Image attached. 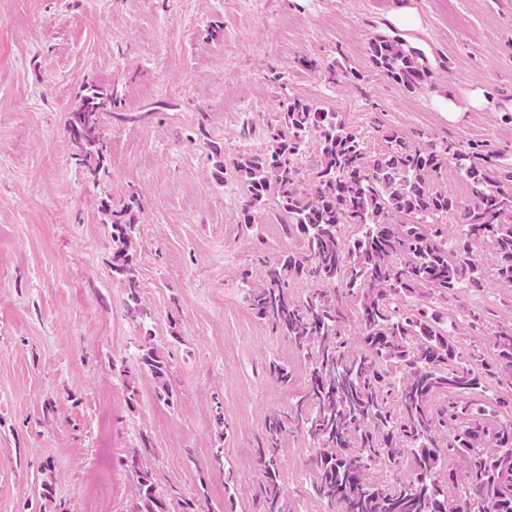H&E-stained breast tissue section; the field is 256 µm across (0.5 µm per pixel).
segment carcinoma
Masks as SVG:
<instances>
[{
	"mask_svg": "<svg viewBox=\"0 0 512 512\" xmlns=\"http://www.w3.org/2000/svg\"><path fill=\"white\" fill-rule=\"evenodd\" d=\"M368 52L409 89L428 77L399 39L375 38ZM116 105L111 89L92 82L69 115L71 158L94 184L107 169L100 118ZM309 152L308 191L297 161ZM450 159L471 185L466 202L441 186ZM233 165L247 190L246 227L259 228L273 204L296 242L266 268V287L246 289L245 299L304 362V389L267 434L274 444L290 424L313 445L309 491L325 512H512V421L502 413L512 400L488 394L489 382L512 378V325L497 328L488 356L458 344L460 324L448 315L459 291L485 287L481 247L494 257V284L512 291V145L492 154L476 143L421 145L388 131L371 148L339 113L293 100L266 149ZM101 208L112 229V274L129 315L141 319L140 202ZM450 215L458 219L452 231ZM295 281L312 286L301 300L288 293ZM150 339L142 338V368L168 403L172 387ZM258 463L260 512H285L275 449L260 451ZM133 468L134 512H168L152 470L137 459Z\"/></svg>",
	"mask_w": 512,
	"mask_h": 512,
	"instance_id": "carcinoma-1",
	"label": "carcinoma"
}]
</instances>
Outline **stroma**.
Segmentation results:
<instances>
[{
    "label": "stroma",
    "instance_id": "1",
    "mask_svg": "<svg viewBox=\"0 0 512 512\" xmlns=\"http://www.w3.org/2000/svg\"><path fill=\"white\" fill-rule=\"evenodd\" d=\"M402 3L419 29L397 25ZM375 37L422 53L421 88L375 67ZM333 62L347 71L334 83L324 75ZM91 80L120 99L102 127L108 172L97 184L74 165L66 132ZM448 97L466 107L453 122L437 106ZM293 99L339 112L372 147L394 130L500 148L512 142L502 120L512 114V0H0V512H54L56 501L90 512L97 500L132 512L137 457L169 512L188 497L200 512H224L229 491L236 512H253L266 421L306 375L243 299L292 242L272 215L257 239L242 224L246 188L231 160L260 152ZM131 195L144 206L141 323L112 276L100 210ZM452 309L487 311L458 337L487 351L497 326L512 324V291H465ZM147 333L167 364V404L141 368ZM275 361L289 384L270 373ZM313 454L296 434L279 444L288 512L324 510L309 492Z\"/></svg>",
    "mask_w": 512,
    "mask_h": 512
}]
</instances>
